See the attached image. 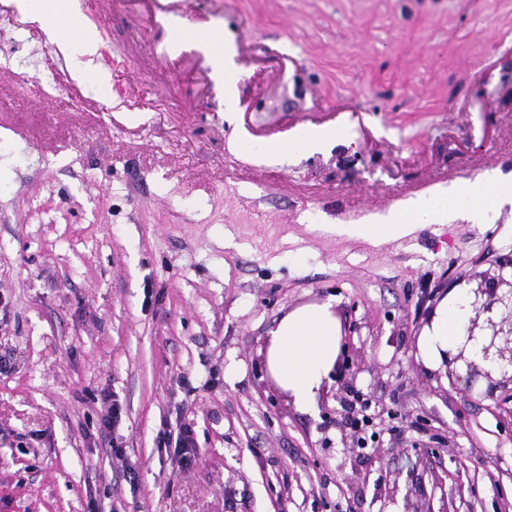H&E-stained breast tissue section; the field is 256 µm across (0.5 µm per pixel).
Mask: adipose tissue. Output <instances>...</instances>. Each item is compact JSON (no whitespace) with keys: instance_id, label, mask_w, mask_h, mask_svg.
<instances>
[{"instance_id":"adipose-tissue-1","label":"adipose tissue","mask_w":512,"mask_h":512,"mask_svg":"<svg viewBox=\"0 0 512 512\" xmlns=\"http://www.w3.org/2000/svg\"><path fill=\"white\" fill-rule=\"evenodd\" d=\"M512 201V180L497 172L481 180L443 190L427 200H412L392 209L374 224L342 227L351 237L397 239L428 223H445L470 210H490ZM469 285L449 290L417 338V360L429 372H441L446 360L465 354L483 363L481 339L467 336L474 312ZM341 327L332 303L310 304L286 314L272 328L263 349L266 369L300 411L316 409L319 394L333 372L341 350Z\"/></svg>"}]
</instances>
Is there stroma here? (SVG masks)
Segmentation results:
<instances>
[{"instance_id":"stroma-1","label":"stroma","mask_w":512,"mask_h":512,"mask_svg":"<svg viewBox=\"0 0 512 512\" xmlns=\"http://www.w3.org/2000/svg\"><path fill=\"white\" fill-rule=\"evenodd\" d=\"M188 13L233 47V111L194 59L163 57L164 32L93 5L83 27L129 83L85 84L89 110L31 15L0 12V512H506L512 399L455 389L415 354L437 299L512 258V204L378 244L336 227L512 178V0ZM347 110L342 138L297 145ZM330 299L343 341L311 416L262 349L282 316ZM347 385L372 401L375 447L356 443ZM113 402L120 459L99 437ZM183 425L186 467L157 447Z\"/></svg>"}]
</instances>
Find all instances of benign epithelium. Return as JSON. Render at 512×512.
Wrapping results in <instances>:
<instances>
[{
  "mask_svg": "<svg viewBox=\"0 0 512 512\" xmlns=\"http://www.w3.org/2000/svg\"><path fill=\"white\" fill-rule=\"evenodd\" d=\"M509 268L512 269V260L499 265L496 275H475L479 279L477 287L473 289L475 316L467 327L469 339L477 335L482 337L484 359L490 358L496 362L495 372L499 378H494V371L466 360L462 353L446 362L447 378L452 384L462 386L465 392L470 391L474 378H485L489 382L485 393L488 398L494 397L498 390L512 396V275L504 276V271ZM459 361L465 362L464 374L453 367Z\"/></svg>",
  "mask_w": 512,
  "mask_h": 512,
  "instance_id": "obj_1",
  "label": "benign epithelium"
}]
</instances>
